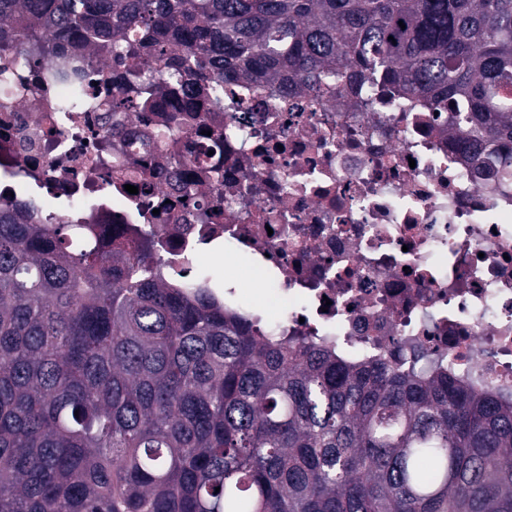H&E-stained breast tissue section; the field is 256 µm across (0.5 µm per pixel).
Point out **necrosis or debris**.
<instances>
[{
	"label": "necrosis or debris",
	"mask_w": 512,
	"mask_h": 512,
	"mask_svg": "<svg viewBox=\"0 0 512 512\" xmlns=\"http://www.w3.org/2000/svg\"><path fill=\"white\" fill-rule=\"evenodd\" d=\"M137 68L157 86L148 109L114 111V85L63 122L54 102L91 85L37 84L0 110V203L35 191L63 201L64 223L153 236L175 281L202 279L201 255L222 246L268 271L280 335L512 395V149L472 155L465 121L378 87L334 99L249 81L163 138L180 90Z\"/></svg>",
	"instance_id": "1"
}]
</instances>
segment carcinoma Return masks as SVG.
I'll use <instances>...</instances> for the list:
<instances>
[{"label": "carcinoma", "instance_id": "obj_1", "mask_svg": "<svg viewBox=\"0 0 512 512\" xmlns=\"http://www.w3.org/2000/svg\"><path fill=\"white\" fill-rule=\"evenodd\" d=\"M0 48L52 59L48 86L140 56L206 112L241 79L377 81L470 113L468 150L512 143V0H0ZM161 265L148 236L0 206V512H512L511 397L262 336Z\"/></svg>", "mask_w": 512, "mask_h": 512}]
</instances>
